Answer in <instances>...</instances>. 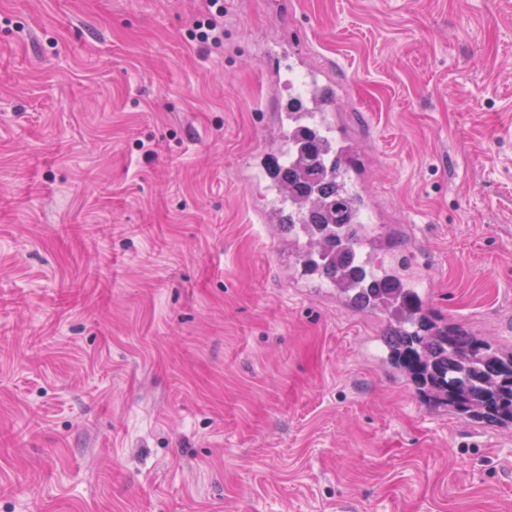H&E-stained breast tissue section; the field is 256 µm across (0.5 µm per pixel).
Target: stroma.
<instances>
[{
	"mask_svg": "<svg viewBox=\"0 0 512 512\" xmlns=\"http://www.w3.org/2000/svg\"><path fill=\"white\" fill-rule=\"evenodd\" d=\"M0 0V512H512V426L270 224L300 76L435 316L512 350V0ZM206 15L190 29L191 41L218 48L224 43V1L205 0Z\"/></svg>",
	"mask_w": 512,
	"mask_h": 512,
	"instance_id": "stroma-1",
	"label": "stroma"
}]
</instances>
